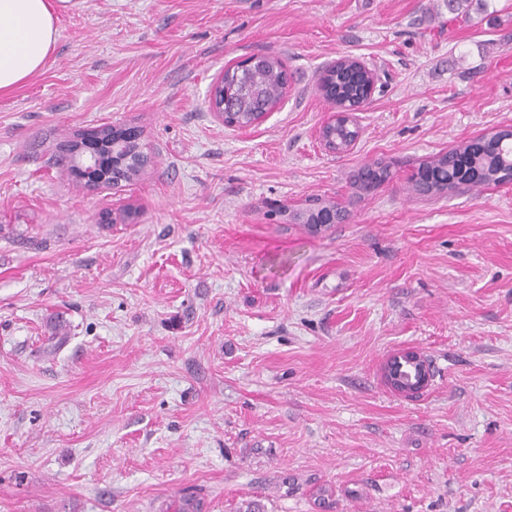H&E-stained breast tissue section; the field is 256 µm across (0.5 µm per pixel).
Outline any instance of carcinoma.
<instances>
[{
    "label": "carcinoma",
    "instance_id": "carcinoma-1",
    "mask_svg": "<svg viewBox=\"0 0 512 512\" xmlns=\"http://www.w3.org/2000/svg\"><path fill=\"white\" fill-rule=\"evenodd\" d=\"M448 13L467 15L472 7L486 6V0H445ZM368 71L356 58L344 56L326 66L317 78V91L325 99L336 104L339 112H347L368 97ZM288 87V72L282 62L272 55L252 56L233 68L224 71V101L234 103V114L229 122L240 127L247 126L260 114L272 111L283 99ZM326 134L335 142L334 152L342 153L356 140L357 129L342 122L326 128ZM484 156L468 164L456 161L458 151L434 157L428 178H417L413 183L415 191L421 194L440 193L460 185H489L512 178V163L508 150L499 147L502 136H492ZM128 158L112 166V178L130 180L137 175L134 160L144 156L141 151L128 146ZM390 177V168L383 163L364 168L357 175L360 185L381 183Z\"/></svg>",
    "mask_w": 512,
    "mask_h": 512
}]
</instances>
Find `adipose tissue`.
<instances>
[{
  "label": "adipose tissue",
  "mask_w": 512,
  "mask_h": 512,
  "mask_svg": "<svg viewBox=\"0 0 512 512\" xmlns=\"http://www.w3.org/2000/svg\"><path fill=\"white\" fill-rule=\"evenodd\" d=\"M70 0H0V95L41 71L59 36L58 9Z\"/></svg>",
  "instance_id": "ef3b65f1"
}]
</instances>
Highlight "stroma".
Masks as SVG:
<instances>
[{
  "label": "stroma",
  "instance_id": "1",
  "mask_svg": "<svg viewBox=\"0 0 512 512\" xmlns=\"http://www.w3.org/2000/svg\"><path fill=\"white\" fill-rule=\"evenodd\" d=\"M58 27L0 96V512H512V181L410 189L512 127V0H74ZM257 53L288 93L224 125L211 85ZM345 55L379 80L336 154L315 83ZM105 124L149 162L91 194L52 156ZM313 197L344 220H298ZM405 349L413 398L382 377ZM412 352H403L392 358L387 369L388 384L405 396L422 392L429 381L427 365L421 362L418 353Z\"/></svg>",
  "mask_w": 512,
  "mask_h": 512
}]
</instances>
